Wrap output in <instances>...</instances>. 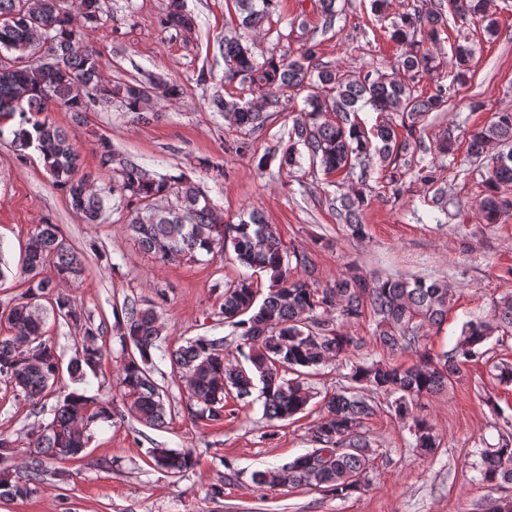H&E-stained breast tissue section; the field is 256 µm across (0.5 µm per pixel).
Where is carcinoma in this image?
Returning a JSON list of instances; mask_svg holds the SVG:
<instances>
[{
  "label": "carcinoma",
  "instance_id": "1",
  "mask_svg": "<svg viewBox=\"0 0 512 512\" xmlns=\"http://www.w3.org/2000/svg\"><path fill=\"white\" fill-rule=\"evenodd\" d=\"M237 0L245 13L242 27L261 28L277 6L276 0ZM101 0H0V134L3 124L17 121L12 130L19 150L34 148L41 155L53 183L66 195L86 224L103 220L109 195H118L116 209L141 246L164 261L197 260L202 255L233 252V261L269 278L267 293L243 276L224 288L217 312L234 328L232 340L198 336L186 345L165 351L163 325L153 302L124 306L117 317L123 351L118 385L123 406L151 428L166 424L170 401L151 376L152 354L169 359L180 382L189 386L188 416L195 422L219 424L224 402L234 392L239 399L260 390L263 415L269 421L288 420L304 412L314 396L312 379L319 367L335 361L349 369L350 385L330 395L326 413L313 429L316 447L280 465L258 470L252 483L263 489H314L334 499H346L367 487L374 469V450L364 421L374 411L360 394L371 390L395 394L394 412L412 420V448L435 456L440 441L425 412L424 400L446 393L462 376V367L487 355L486 342L496 332L512 328V297L498 301L490 317L465 322L455 346L431 353L423 344L425 330L440 326L448 316L453 294L448 283L423 278L373 277L356 267L340 273L327 288H315L314 267L304 251L287 250L274 225L253 208L234 223L194 182L183 175L155 174L99 138V164L112 188H98L82 172L72 135L44 116L49 107L87 120L92 107H110L117 101L139 120L149 112L153 98L177 101L180 85L150 74L146 79L108 84L101 79L96 50L84 45L82 29L102 20ZM480 21L488 36L498 32V20L488 11V0H448L432 10L414 6L391 23L390 40L406 45L389 74L367 71L353 76L318 62V43H302L297 54L257 58L248 35H224L221 57L224 81H238L252 90L244 103L212 97L209 108L230 116L235 124L263 128L266 114L280 112L286 93L308 90L282 146L279 168L288 171L310 165L326 174L347 177L360 169L351 191L328 199L331 210L349 235L362 238V212L367 203L368 171L373 160L388 167L421 146L418 136L429 113L442 109L458 84L466 81L473 58L468 45L451 48L444 63L432 47L448 28V17ZM160 25L177 33L190 32L196 19L184 0H167ZM45 45L49 63L29 56L35 39ZM448 70L450 82L438 81L434 92L419 89L420 78ZM380 114L366 128L358 116L364 108ZM501 147L483 180L479 208L488 224L512 213V199L500 187L512 183V111L500 110L486 125L469 132L467 155L479 160ZM26 289L0 310L14 335L0 340V383L49 415L31 435L27 461L0 473V498L27 499L37 493L51 460H76L87 448L91 426L115 416L114 401L101 400L74 388L47 400L62 389L63 375L83 383L100 365L103 351L97 339L104 327L95 324L73 304L60 285L79 280L82 255L56 224H40L28 238L22 257ZM303 277L294 279L291 270ZM50 304L54 320L74 330V355L62 365L55 347L43 339ZM372 321L375 343L389 353L412 352L416 364L403 369L376 359H351L361 341L348 335L343 324L363 317ZM154 465L171 477H182L197 464L192 450L153 448ZM482 480L502 493L488 512H512V438L480 453Z\"/></svg>",
  "mask_w": 512,
  "mask_h": 512
}]
</instances>
